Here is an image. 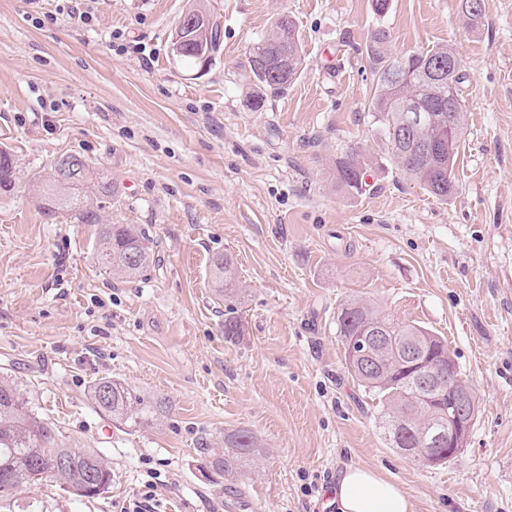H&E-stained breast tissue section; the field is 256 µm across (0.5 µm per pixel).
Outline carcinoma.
<instances>
[{
	"label": "carcinoma",
	"mask_w": 512,
	"mask_h": 512,
	"mask_svg": "<svg viewBox=\"0 0 512 512\" xmlns=\"http://www.w3.org/2000/svg\"><path fill=\"white\" fill-rule=\"evenodd\" d=\"M180 39L179 60L198 68L202 58L210 59L218 50L220 31L209 21L203 29L183 27ZM389 39V31L380 25L366 42L365 53L375 79L369 111L375 114L400 173L433 197L446 201L457 187L455 165L465 125L459 91L467 78L466 68L449 44L398 56L391 53ZM304 63L295 23L282 16L249 52L244 77L251 85L284 93L301 75ZM432 67L446 72V83L440 89L426 77ZM407 100L415 102L424 117L413 139H431L441 129L447 135L445 152L431 161L416 160L409 144L400 139L402 103ZM334 167L338 186L345 192L359 194L367 186L369 162L357 152L336 158ZM41 182L47 211L66 210L78 223L98 226L97 253L103 269L133 279L154 263L151 240L138 225L101 222L97 199L115 193L112 178L93 171L84 159L70 154L59 157ZM14 185L12 157L0 150V192H9ZM211 275L220 296L236 283L233 261L225 254L212 259ZM336 332L352 380L379 400L380 428L389 446L427 465L455 458L457 452L448 447V408L455 388L466 385V381H449L442 388L436 380L439 365L451 357L448 342L429 328L415 321H399L358 297L340 304ZM361 336L370 343V353L363 357L352 353ZM90 397L100 412L128 427L159 425L167 418L165 399L141 394L110 376L96 380ZM261 452V441L253 432H228L224 434V447L204 449L206 475L234 478ZM43 481L90 499L111 487L112 470L100 452L57 442L52 429L30 406L26 392L1 377L0 499Z\"/></svg>",
	"instance_id": "cac0c4a2"
}]
</instances>
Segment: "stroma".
I'll return each instance as SVG.
<instances>
[{"instance_id": "stroma-1", "label": "stroma", "mask_w": 512, "mask_h": 512, "mask_svg": "<svg viewBox=\"0 0 512 512\" xmlns=\"http://www.w3.org/2000/svg\"><path fill=\"white\" fill-rule=\"evenodd\" d=\"M204 4L221 30L205 74L178 63L172 32ZM0 0V374L71 448L112 468L93 499L46 482L0 500L22 512H327L351 465L399 482L415 512H512V0ZM305 67L252 109L250 49L280 15ZM394 54L453 44L465 135L458 191L441 201L404 179L369 110L364 52L377 24ZM372 159L362 194L333 161ZM76 154L112 177L106 224H139L155 263L120 281L96 260V229L46 212L40 175ZM229 254L237 290L217 299L210 260ZM351 295L448 341L478 400L467 444L442 466L410 461L379 428L336 334ZM242 322L236 341L225 318ZM103 376L166 398L162 426L113 423L89 399ZM244 428L266 450L230 482L202 450Z\"/></svg>"}]
</instances>
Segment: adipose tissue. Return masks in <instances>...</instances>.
Here are the masks:
<instances>
[{
	"label": "adipose tissue",
	"instance_id": "ef3b65f1",
	"mask_svg": "<svg viewBox=\"0 0 512 512\" xmlns=\"http://www.w3.org/2000/svg\"><path fill=\"white\" fill-rule=\"evenodd\" d=\"M336 512H414L403 488L384 479L376 470L352 465L333 488Z\"/></svg>",
	"mask_w": 512,
	"mask_h": 512
}]
</instances>
